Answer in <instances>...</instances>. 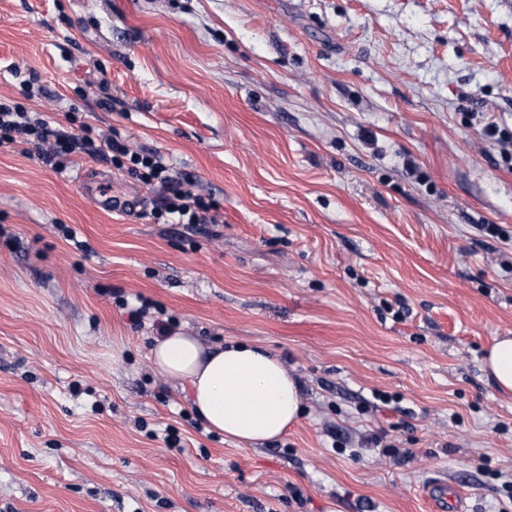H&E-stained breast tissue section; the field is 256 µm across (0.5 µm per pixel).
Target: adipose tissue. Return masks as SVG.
Instances as JSON below:
<instances>
[{"label":"adipose tissue","instance_id":"1","mask_svg":"<svg viewBox=\"0 0 512 512\" xmlns=\"http://www.w3.org/2000/svg\"><path fill=\"white\" fill-rule=\"evenodd\" d=\"M151 361L164 377L188 383L205 429L243 444L281 437L301 414V388L281 359L253 344H206L173 330L156 338ZM484 369L500 393L512 395V336L495 341Z\"/></svg>","mask_w":512,"mask_h":512}]
</instances>
